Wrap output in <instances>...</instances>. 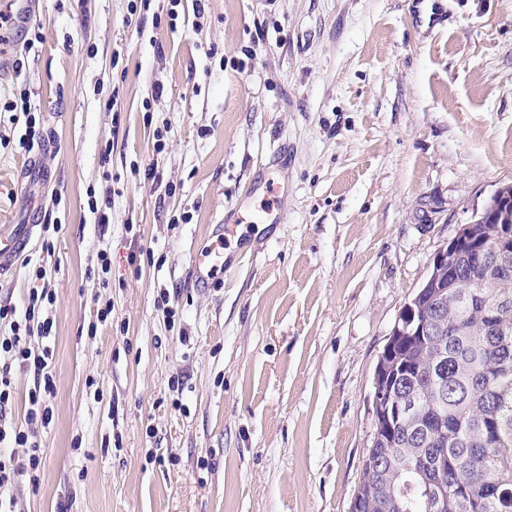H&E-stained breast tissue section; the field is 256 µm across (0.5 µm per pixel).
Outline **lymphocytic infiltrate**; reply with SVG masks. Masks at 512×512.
<instances>
[{
	"instance_id": "f902f5d3",
	"label": "lymphocytic infiltrate",
	"mask_w": 512,
	"mask_h": 512,
	"mask_svg": "<svg viewBox=\"0 0 512 512\" xmlns=\"http://www.w3.org/2000/svg\"><path fill=\"white\" fill-rule=\"evenodd\" d=\"M57 301L47 287L28 292L23 308L0 304V512H17V486L21 480L38 485L44 455L39 434L53 411L48 405L57 391L56 375L47 341L55 335L49 312ZM29 371L33 385L25 398V416L12 415L14 371Z\"/></svg>"
}]
</instances>
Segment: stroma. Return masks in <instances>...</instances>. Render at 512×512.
<instances>
[{
	"instance_id": "stroma-1",
	"label": "stroma",
	"mask_w": 512,
	"mask_h": 512,
	"mask_svg": "<svg viewBox=\"0 0 512 512\" xmlns=\"http://www.w3.org/2000/svg\"><path fill=\"white\" fill-rule=\"evenodd\" d=\"M131 4L18 0L0 70V106L27 92L40 130L24 150V114L0 119V225L37 227L0 303L22 305L39 265L57 296L24 512H349L391 329L512 185V0ZM270 183L276 224L239 226L230 268L196 287V244ZM99 299L112 321L91 336Z\"/></svg>"
}]
</instances>
